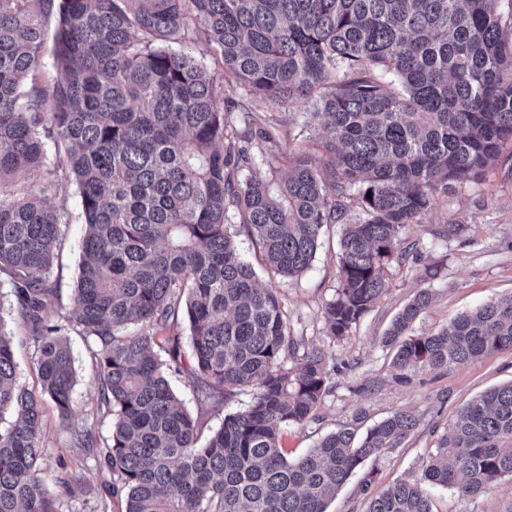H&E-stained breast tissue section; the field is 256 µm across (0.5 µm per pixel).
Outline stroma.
<instances>
[{"label": "stroma", "mask_w": 512, "mask_h": 512, "mask_svg": "<svg viewBox=\"0 0 512 512\" xmlns=\"http://www.w3.org/2000/svg\"><path fill=\"white\" fill-rule=\"evenodd\" d=\"M274 117L288 149H303L320 157V128L303 127L297 113L278 111ZM46 154L52 172L36 190L57 209L65 226V241L52 268L57 292L45 317L65 329L77 382L68 418H60L52 403L44 405V477L53 480L61 471L82 477L72 494L55 497V512H122L123 502L102 487L109 474L95 453L74 445L75 433L82 430L107 437L110 422L99 413L94 358L76 322L74 289L86 231L79 187L68 170L57 167L54 144H47ZM452 224L466 225L465 235L446 238ZM340 232V225L328 228L310 268L292 279H270L262 269L258 248L246 233H239L237 244L242 258L257 268L261 282H274L293 335L305 337L328 356L331 390L315 420L283 430L282 446L288 456L305 453L343 427L354 425L366 431L397 409L407 408L419 416L417 429L401 448L367 462V470L373 473L371 490L377 493L419 472L423 458L434 450L462 405L490 387L512 382V350L489 353L463 366L418 367L399 380L391 367L392 353L382 344L395 314L420 290H430L433 301L413 325L417 335L438 331L456 315L490 300L512 296V146L502 151L480 180L458 184L437 200L420 224L404 232L403 246L409 258L385 265L386 293L347 336L334 342L327 335L323 309L338 286ZM430 264L437 267L432 278L424 275ZM13 304L9 278L1 273L0 327L13 340L21 382L36 391L40 380L31 328L17 317ZM429 495L434 512H512V481L471 498L441 487L431 488Z\"/></svg>", "instance_id": "obj_1"}]
</instances>
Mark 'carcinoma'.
Here are the masks:
<instances>
[{
	"instance_id": "cac0c4a2",
	"label": "carcinoma",
	"mask_w": 512,
	"mask_h": 512,
	"mask_svg": "<svg viewBox=\"0 0 512 512\" xmlns=\"http://www.w3.org/2000/svg\"><path fill=\"white\" fill-rule=\"evenodd\" d=\"M499 0H0V272L31 325L41 391L22 384L0 330V512H54L43 476L45 400L72 408L63 327L47 324L64 233L35 192L45 140L75 177L86 232L75 303L95 347L104 463L124 512H327L348 479L399 448L417 425L396 410L359 436L345 428L290 459L281 431L314 418L329 393L325 353L291 335L278 291L259 285L237 227L268 270L303 274L324 227L342 224L328 336L348 335L386 292L384 264L436 199L476 180L512 144V13ZM58 8L56 76L41 66L43 19ZM200 28L224 81L173 50ZM242 92L240 112L224 108ZM267 106L303 110L326 133L323 163L285 154ZM427 290L382 344L401 379L512 350V297L408 331ZM186 322L190 361L182 336ZM299 360L290 378L284 361ZM187 372L201 409L223 412L205 444L201 417L169 378ZM248 392L243 407L224 412ZM512 480V382L457 411L420 475L365 512H432L427 487L469 498Z\"/></svg>"
}]
</instances>
